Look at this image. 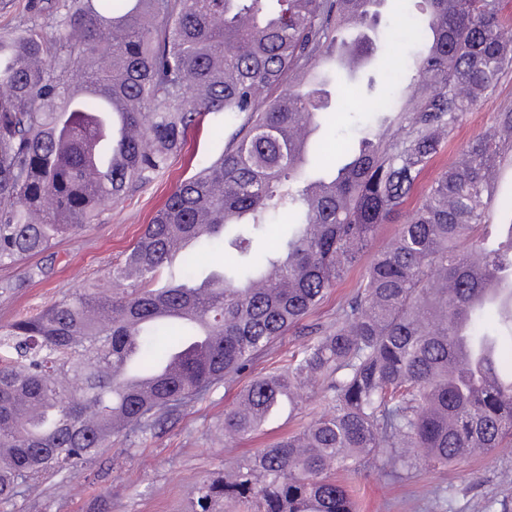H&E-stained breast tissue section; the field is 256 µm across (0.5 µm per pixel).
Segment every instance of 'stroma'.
I'll return each instance as SVG.
<instances>
[{
    "label": "stroma",
    "mask_w": 512,
    "mask_h": 512,
    "mask_svg": "<svg viewBox=\"0 0 512 512\" xmlns=\"http://www.w3.org/2000/svg\"><path fill=\"white\" fill-rule=\"evenodd\" d=\"M412 7V0H383L379 24L372 33L377 51L367 71L329 86L327 113L316 133L323 148L315 164L342 163L343 147L382 121V113L374 111L365 92L366 80L371 75L379 78L382 95H390L385 72L417 50L409 35L396 30L400 17ZM507 108H512V73L505 74L494 91L468 112L418 178L408 207H415L437 175L456 162L461 145L489 130L498 112ZM223 126V116L208 115L203 128L190 135L185 151L175 155L151 182L133 186L93 224L52 249L0 267V326L84 288L111 292L113 266L123 261L164 199L198 165L223 151ZM361 276V268H352L298 327L258 355L250 370L164 415L152 438L113 437L93 461L66 474L46 475L37 487L21 490L14 503L0 504V512H192V498L204 480L301 430L328 410L330 403L322 388L312 387L301 392L297 405L281 406L254 438L236 440L224 435V414L238 403L242 391L256 377L280 370L313 333L333 325ZM339 480L352 493L356 512H443L433 499L422 497L425 489L450 490L453 512H512V445L445 468L421 464L399 480L382 474L381 457L375 454L358 471L342 474Z\"/></svg>",
    "instance_id": "stroma-1"
}]
</instances>
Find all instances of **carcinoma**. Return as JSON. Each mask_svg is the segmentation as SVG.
<instances>
[{"label":"carcinoma","mask_w":512,"mask_h":512,"mask_svg":"<svg viewBox=\"0 0 512 512\" xmlns=\"http://www.w3.org/2000/svg\"><path fill=\"white\" fill-rule=\"evenodd\" d=\"M398 27L426 44L401 63L405 95L374 103L405 135L380 128L349 161L314 177L323 59L338 33L368 24L377 0H31L54 20L0 34V266L49 249L146 184L214 113L243 122L215 160L180 183L111 273L115 296L83 290L0 327V504L47 473L90 462L112 436L151 434L163 414L247 369L346 272L367 261L336 325L286 370L255 379L224 414L249 439L273 408L321 384L333 407L224 475L205 480L193 512L219 499L241 512H354L338 470L380 449L395 477L446 466L465 450L512 441V235L490 247L484 226L512 110L465 144L458 161L401 219L421 172L467 112L512 69L504 0H413ZM122 135L106 146L101 96ZM297 219L274 251L252 243L271 214ZM402 221L365 258L384 224ZM242 263L199 279V241ZM217 338L191 350L201 330ZM134 357H129V350ZM144 393L115 378L153 374Z\"/></svg>","instance_id":"cac0c4a2"}]
</instances>
